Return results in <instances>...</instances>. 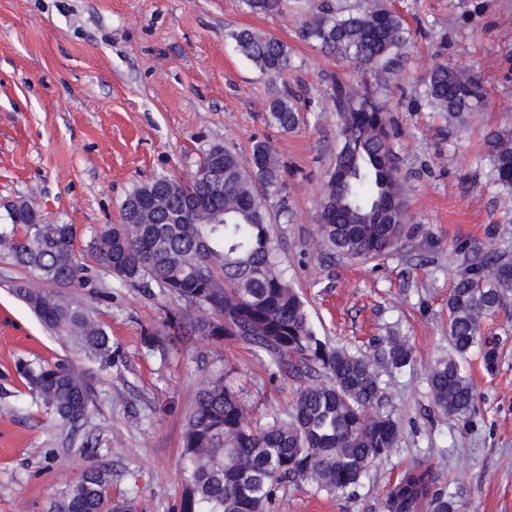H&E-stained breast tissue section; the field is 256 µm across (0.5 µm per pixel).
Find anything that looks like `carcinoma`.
Returning <instances> with one entry per match:
<instances>
[{"mask_svg":"<svg viewBox=\"0 0 512 512\" xmlns=\"http://www.w3.org/2000/svg\"><path fill=\"white\" fill-rule=\"evenodd\" d=\"M285 0H244L255 14L278 11ZM303 39L359 65L376 84L336 83L342 145L324 185L318 214L319 244L325 253L347 259L390 254L405 234L404 179L393 140L398 131L374 86L401 76L411 32L388 0H363L343 9L336 0H318L301 27ZM237 51L261 72L275 77L288 70V46L263 31L231 34ZM423 98L448 125L486 101L484 87L468 68L437 65L424 80ZM271 121L296 129L302 115L292 96L275 90L268 101ZM485 145L492 180L512 188V131L489 133ZM224 170V189L212 194L208 170ZM282 186L274 149L257 142L251 170L216 144L189 179L162 174L134 186L117 224L93 231L86 259L123 285L160 292L193 310V332L202 339L233 340L267 360L272 374L298 384L285 416L257 426L240 397L218 376L197 391L183 435L185 467L180 512H270L279 485L294 479L329 492L359 484L369 465L398 443L400 426L383 411L377 367H405L412 350L390 336L362 355L329 345L313 329L306 305L279 266L266 201ZM211 214L196 222L186 203ZM72 224H49L33 206L6 211L0 224V257L22 269L11 282L50 331L64 337L85 360L112 366V339L93 309L74 296L86 286ZM512 293V260L490 255L469 264L448 294V340L453 354L437 360L428 375L438 414L467 417L475 388L459 363L479 345L486 370L497 361L495 343L482 340L485 319ZM15 369L47 414L63 425L84 420L91 403L90 378L70 361L20 360ZM431 467L415 465L389 492L386 512H458L457 501L434 491ZM48 512H133L128 500H114L105 473L85 466Z\"/></svg>","mask_w":512,"mask_h":512,"instance_id":"1","label":"carcinoma"}]
</instances>
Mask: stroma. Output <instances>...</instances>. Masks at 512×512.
Masks as SVG:
<instances>
[{"label": "stroma", "mask_w": 512, "mask_h": 512, "mask_svg": "<svg viewBox=\"0 0 512 512\" xmlns=\"http://www.w3.org/2000/svg\"><path fill=\"white\" fill-rule=\"evenodd\" d=\"M415 38L402 76L379 94L400 135L408 231L388 256L331 258L318 244L317 212L341 144L331 81L359 82L353 63L321 52L300 29L309 0L253 14L242 0H0V201L26 200L45 221L72 224L76 252L92 228L117 223L136 184L163 173L192 176L220 144L250 167L270 143L283 184L268 202L289 281L323 340L356 354L401 336L403 370L381 369L383 409L401 426L391 452L360 483L327 494L285 483L275 512H386L405 470L432 465L439 490L462 512H512V298L484 324L500 354L486 371L480 348L463 359L477 399L469 418L439 415L427 376L448 356V293L465 257L512 260V193L492 185L484 137L512 130V0H390ZM255 28L287 44L292 66L270 78L242 57L233 31ZM469 65L486 104L450 127L419 89L438 64ZM294 93L304 120H269L272 88ZM21 269L0 259V512H47L86 465L102 469L113 497L136 512H177L186 412L206 380L240 388L251 421L290 409L296 386L233 341L185 337L166 354L148 349L181 304L158 288L124 286L103 271L81 290L112 337L110 368L82 359L92 404L78 428L47 416L15 371L18 360L71 356L10 291Z\"/></svg>", "instance_id": "35a3bbf8"}]
</instances>
